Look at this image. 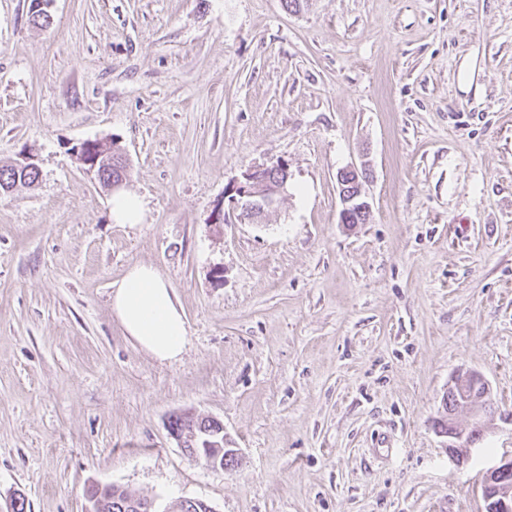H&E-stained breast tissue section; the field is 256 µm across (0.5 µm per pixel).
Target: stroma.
<instances>
[{
  "mask_svg": "<svg viewBox=\"0 0 512 512\" xmlns=\"http://www.w3.org/2000/svg\"><path fill=\"white\" fill-rule=\"evenodd\" d=\"M0 0V505L83 512L118 485L176 512H485L512 454V0ZM118 147L142 221L72 147ZM277 206L224 214L251 169ZM368 171L341 225L338 172ZM153 265L188 343L160 362L112 286ZM474 371L501 415L464 465L436 422ZM234 467L189 459L179 412ZM390 449L374 454L378 437ZM38 179V175L33 172H24L16 166L8 165L0 168V195L7 193L6 189L14 188L19 183L21 186L34 183ZM141 202L121 191L112 195V216L119 224H138L141 221ZM204 419L216 430L212 436L203 437L196 433L193 422L185 427L186 419L183 413L175 415L170 421V426L177 429L185 428L181 431L170 429V435L178 442L180 448H183L186 455L191 452L193 456L203 458L207 465L224 469L231 457L235 460L238 459V448H229L231 442L226 434H223L222 437L219 436L224 433V424L219 419L214 417H205Z\"/></svg>",
  "mask_w": 512,
  "mask_h": 512,
  "instance_id": "35a3bbf8",
  "label": "stroma"
}]
</instances>
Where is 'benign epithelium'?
Segmentation results:
<instances>
[{
  "instance_id": "obj_1",
  "label": "benign epithelium",
  "mask_w": 512,
  "mask_h": 512,
  "mask_svg": "<svg viewBox=\"0 0 512 512\" xmlns=\"http://www.w3.org/2000/svg\"><path fill=\"white\" fill-rule=\"evenodd\" d=\"M86 143L82 142L72 150V156L88 173L94 175L107 190L114 192L122 188L125 180L106 178L105 166L110 161L90 160L85 152ZM263 169H250L243 174V180L234 184L225 194L230 208L241 210L247 217H259L265 211L274 208L284 191L288 179L269 181L262 176ZM341 210L339 223H348L351 213H370V204L366 199L363 187L357 190L340 188ZM448 390L458 399V410L467 412L471 417L469 426L461 428L454 421L455 413H448V456L457 464L467 461L471 447L477 442V433L487 429L488 422L493 418L495 410L491 398V389L484 378L475 373L467 372L457 376ZM206 421L215 429L211 436L204 437L195 432V424L191 423L182 430L170 431V435L178 442L183 451L203 458L207 465L224 468L230 458H238V449L231 447L227 436L223 435L224 424L217 418L208 417ZM512 473V456L503 457L488 468L483 474V492L487 503L486 512H512V495L501 486L502 477ZM124 512H156L153 502L146 498L131 496L122 500Z\"/></svg>"
}]
</instances>
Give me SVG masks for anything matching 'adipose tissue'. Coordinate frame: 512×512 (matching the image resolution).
<instances>
[{
	"mask_svg": "<svg viewBox=\"0 0 512 512\" xmlns=\"http://www.w3.org/2000/svg\"><path fill=\"white\" fill-rule=\"evenodd\" d=\"M112 311L132 343L154 359H179L187 323L167 282L153 266H131L112 291Z\"/></svg>",
	"mask_w": 512,
	"mask_h": 512,
	"instance_id": "1",
	"label": "adipose tissue"
}]
</instances>
